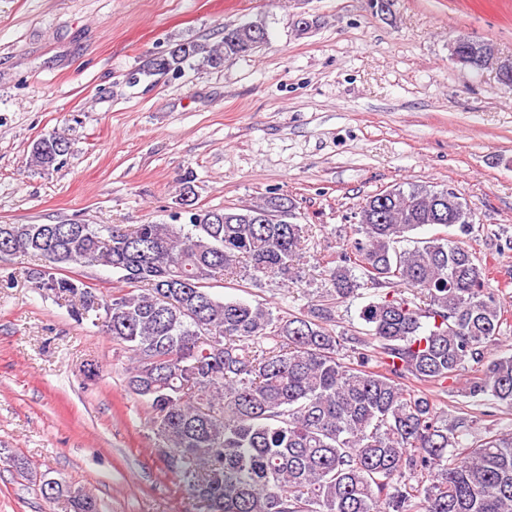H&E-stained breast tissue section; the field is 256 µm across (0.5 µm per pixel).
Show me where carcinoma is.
Listing matches in <instances>:
<instances>
[{"label":"carcinoma","mask_w":512,"mask_h":512,"mask_svg":"<svg viewBox=\"0 0 512 512\" xmlns=\"http://www.w3.org/2000/svg\"><path fill=\"white\" fill-rule=\"evenodd\" d=\"M267 38L260 22L228 25L223 49L181 43L143 74L196 58L219 67ZM66 150L52 132L30 162L48 170ZM450 197L454 226L471 235L475 210L455 191L399 185L364 199L355 237L326 262L301 316L209 292L234 275L303 282L308 228L292 222L287 198L195 207L186 224H0V251L40 259L27 277L76 319L103 309L106 334L132 361L126 385L151 409L155 451L199 512H512V434L464 446L407 385H443L472 361L469 396L512 408V354L484 355L506 321L490 265L445 236L399 248L420 227L448 225ZM72 264L118 271L126 288L102 301L58 275ZM381 288L359 311L364 329L336 331V304ZM70 498L73 512H99L86 493Z\"/></svg>","instance_id":"1"}]
</instances>
